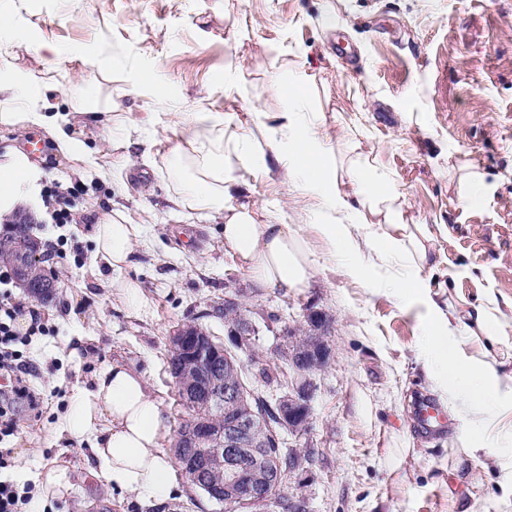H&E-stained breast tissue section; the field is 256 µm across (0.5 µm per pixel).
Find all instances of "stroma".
<instances>
[{"label":"stroma","instance_id":"35a3bbf8","mask_svg":"<svg viewBox=\"0 0 512 512\" xmlns=\"http://www.w3.org/2000/svg\"><path fill=\"white\" fill-rule=\"evenodd\" d=\"M0 8L24 32L7 64L52 86L67 132L94 157L58 155L40 128L0 127V150L31 153L45 182L80 185L76 223L54 224L45 207L31 234L49 252L86 256L58 260L51 300L7 286L23 311L54 328L29 353L43 414L21 417L8 443L23 454L11 480L34 485L60 467L70 488L49 512H142L88 477L86 454L54 430L75 387H91L115 361L144 374L178 427L188 415L168 336L193 321L227 341L211 311L235 295L280 315L260 332L272 361L285 330L307 334V313L327 319L310 428L286 438L311 454L288 481L311 512H512V437L498 432L512 420V399L498 398L482 450L470 452L462 422L471 401L440 399L427 375L424 294L380 286L376 273L358 276L331 259L317 230L329 213L289 176L291 157L267 151L302 111L325 163L361 158L389 172L408 222L434 234L431 263L417 273L428 293L465 324L489 307L501 323L497 336L457 337L462 363L472 370L492 360L511 374L512 0H6ZM84 91L96 93L100 114L80 108ZM193 112L215 116L213 134L245 179L225 206L296 231L314 269L309 287H255L224 246L223 216L174 205L163 162L183 146ZM115 211L144 228L119 271L90 237ZM120 277L136 285L135 298L112 288ZM424 397L447 417L433 433L415 422Z\"/></svg>","mask_w":512,"mask_h":512}]
</instances>
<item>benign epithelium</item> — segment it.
<instances>
[{
	"instance_id": "1",
	"label": "benign epithelium",
	"mask_w": 512,
	"mask_h": 512,
	"mask_svg": "<svg viewBox=\"0 0 512 512\" xmlns=\"http://www.w3.org/2000/svg\"><path fill=\"white\" fill-rule=\"evenodd\" d=\"M40 243L20 237L12 249L0 256L14 266L17 280L29 289L33 297L45 299L57 288L54 265L42 261ZM258 327L250 323L227 324L231 346L214 341L210 334L194 322L183 323L168 339L170 371L181 403L197 410V415L181 430L182 446L177 452L186 458V470L196 479L210 471L229 468L238 471L244 482L248 500L245 507L274 506L277 512H308V503L301 497L288 495L275 500L267 485L251 480L245 450L257 446L256 430L268 424V419L247 408L243 389L224 384V360L230 348L248 350L255 343ZM328 357L323 342L315 346L288 350V370L292 374L288 391L272 408L279 423L295 436L310 424V400L314 391L313 373ZM208 446L204 453L199 448Z\"/></svg>"
}]
</instances>
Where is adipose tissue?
I'll use <instances>...</instances> for the list:
<instances>
[{
	"instance_id": "obj_1",
	"label": "adipose tissue",
	"mask_w": 512,
	"mask_h": 512,
	"mask_svg": "<svg viewBox=\"0 0 512 512\" xmlns=\"http://www.w3.org/2000/svg\"><path fill=\"white\" fill-rule=\"evenodd\" d=\"M209 117L199 113L184 121L189 153H175L165 163L178 204L187 210L224 217V244L246 266L260 288H305L313 266L301 237L285 224L256 223L244 207L225 208L224 199L241 183L223 148L209 139ZM66 120L53 113L48 88L33 83L11 67L0 68V126L42 127L59 152L87 159L83 144L65 129ZM292 176L309 192L319 194L333 221L321 225L329 254L349 258L355 274L391 258L405 260L414 269L429 262L431 232L423 224L405 220L404 203L391 176L362 161L332 169L316 160L309 134L293 137ZM44 172L22 148L6 147L0 154V221L18 207L38 208ZM352 185V193L342 185ZM142 227L123 215L106 216L94 225L96 252L114 270L121 269L140 238ZM454 313L436 310L426 332L427 360L432 385L443 399L466 396L475 410L471 428H482L490 411L491 390L512 392V376L499 375L494 364L481 362L478 372H465L448 340L455 333ZM62 429L90 443L89 472L113 491L134 495L145 512H153L172 495L173 463L162 444L169 419L160 401L152 397L145 376L119 362L109 364L93 379L92 388H79L70 397Z\"/></svg>"
}]
</instances>
